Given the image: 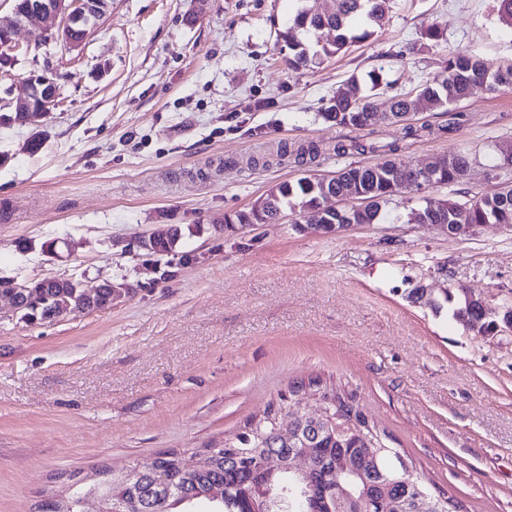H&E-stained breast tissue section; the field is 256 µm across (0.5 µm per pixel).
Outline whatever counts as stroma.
Masks as SVG:
<instances>
[{
    "instance_id": "35a3bbf8",
    "label": "stroma",
    "mask_w": 512,
    "mask_h": 512,
    "mask_svg": "<svg viewBox=\"0 0 512 512\" xmlns=\"http://www.w3.org/2000/svg\"><path fill=\"white\" fill-rule=\"evenodd\" d=\"M193 8L112 0L77 51L21 27L0 66V278L133 287L110 308L31 324L0 298V512H38L74 481L223 441L314 377L352 393L429 491L462 512H512V329L485 335L411 296L463 289L501 311L512 303V231L485 224L452 238L410 221L426 203L512 181L500 151L512 143V89L473 88L453 132L444 110L416 112L408 123L420 134L405 140L383 119L366 132L321 116L353 79L383 101L443 79L455 48L511 63L498 0H394L372 37L299 71L279 37L296 0ZM433 25L438 45L409 53ZM42 74L58 84L57 104L5 121ZM348 137L398 142L393 160L414 168L460 154L468 171L447 187L399 190L377 224L303 231L291 212L225 230V215L279 183L379 161L336 155ZM292 143L321 155L279 156ZM163 224L183 229L179 248L193 256L170 279L139 244Z\"/></svg>"
}]
</instances>
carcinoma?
<instances>
[{
    "instance_id": "1",
    "label": "carcinoma",
    "mask_w": 512,
    "mask_h": 512,
    "mask_svg": "<svg viewBox=\"0 0 512 512\" xmlns=\"http://www.w3.org/2000/svg\"><path fill=\"white\" fill-rule=\"evenodd\" d=\"M300 6L281 39L290 50L288 66L293 70L308 69L321 60L334 56L361 37L374 33L392 8L393 0H334L329 11L321 9L318 0H298ZM329 29L336 32L331 43L320 44L312 38ZM447 77L440 83L425 82L414 97L394 95L388 99L390 122L400 123L412 112L425 106L442 109L464 100L473 85L481 83L491 90L512 88V65L494 67L484 58L465 51L448 53L445 61ZM380 111L376 94L365 93L357 80L348 89L336 92L324 108L322 116L344 128L365 130L372 126L371 117ZM468 168L467 159L448 155L447 163L430 177L422 176L409 166L384 160L366 166L348 165L329 179L306 176L295 182H284L270 191L272 202L267 207L250 206L224 216V228L237 224H268L286 216L289 208L300 206L299 221L312 228L317 224H374L385 216L383 206L402 187L419 191L422 186H442L462 179ZM336 200L355 199L352 207H327L330 197ZM413 224H501L512 226V185L492 197L459 202L445 199L434 206L428 204L412 211ZM182 237V230L171 225L149 241L143 250L163 257L173 252ZM0 295L21 300V318L51 320L63 313H91L112 306V289L104 288L91 302L76 279H43L27 282L23 288L13 281L0 279ZM458 300L453 315L458 319H476L480 310L470 308L464 293L453 294L443 289V299L431 301L435 310ZM320 381L294 384L288 398L269 406L265 417L247 422L243 430L221 443L204 448V465L183 470L173 466L160 453L155 470L127 478L115 473L112 478L92 485L101 496L106 512H126L128 504H138L137 512H191L189 499L208 492L214 486L224 488V500L211 512H255L256 504L269 495L271 509L281 512L275 504L280 491L288 489L293 503L291 512H413L417 496L415 485L406 476L404 462L389 447L388 435L368 423L356 409L351 398L336 390L319 389ZM316 389L324 408V417L315 422L304 420L288 431V438L279 434L277 413L286 401L297 399L306 389ZM237 448H258L286 461L300 448L314 453L319 464L314 488L304 497L297 476L286 469L277 471L272 485L265 484L253 459L235 453ZM342 479L349 494L332 493L336 479ZM38 512H81L79 499L49 497Z\"/></svg>"
}]
</instances>
